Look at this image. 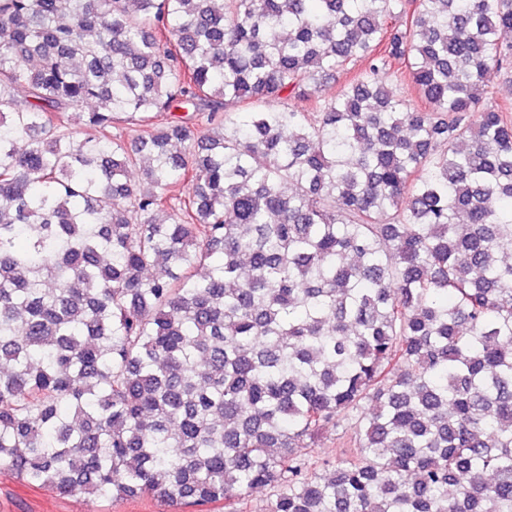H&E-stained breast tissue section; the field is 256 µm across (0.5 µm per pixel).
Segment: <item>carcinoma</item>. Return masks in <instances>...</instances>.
Listing matches in <instances>:
<instances>
[{
  "mask_svg": "<svg viewBox=\"0 0 512 512\" xmlns=\"http://www.w3.org/2000/svg\"><path fill=\"white\" fill-rule=\"evenodd\" d=\"M509 33L512 0H0V467L512 512ZM339 433L340 430H330L324 435L316 448H305L303 452L312 451L311 455L320 462H334L336 460V452L339 450L341 444L349 440L348 435L341 439L342 435Z\"/></svg>",
  "mask_w": 512,
  "mask_h": 512,
  "instance_id": "1",
  "label": "carcinoma"
}]
</instances>
